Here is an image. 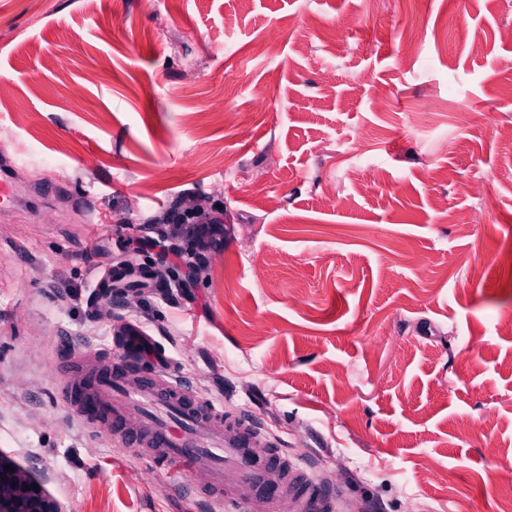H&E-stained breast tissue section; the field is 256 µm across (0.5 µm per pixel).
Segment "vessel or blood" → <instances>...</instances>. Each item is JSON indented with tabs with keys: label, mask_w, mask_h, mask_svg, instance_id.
Masks as SVG:
<instances>
[{
	"label": "vessel or blood",
	"mask_w": 512,
	"mask_h": 512,
	"mask_svg": "<svg viewBox=\"0 0 512 512\" xmlns=\"http://www.w3.org/2000/svg\"><path fill=\"white\" fill-rule=\"evenodd\" d=\"M61 394L95 431L130 443L140 458L158 465L168 487L206 470L210 486L198 500L210 512H254L239 496L243 486L259 495L266 512H342L340 497L323 489L306 466L280 452L259 455L258 427L192 396L170 367L145 374L132 352H74Z\"/></svg>",
	"instance_id": "1"
}]
</instances>
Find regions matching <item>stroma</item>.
I'll return each mask as SVG.
<instances>
[{"instance_id":"stroma-1","label":"stroma","mask_w":512,"mask_h":512,"mask_svg":"<svg viewBox=\"0 0 512 512\" xmlns=\"http://www.w3.org/2000/svg\"><path fill=\"white\" fill-rule=\"evenodd\" d=\"M510 27L512 0H0V454L65 512H207L206 471L166 491L61 398L129 322L345 512H505ZM122 263L166 276L100 314Z\"/></svg>"}]
</instances>
